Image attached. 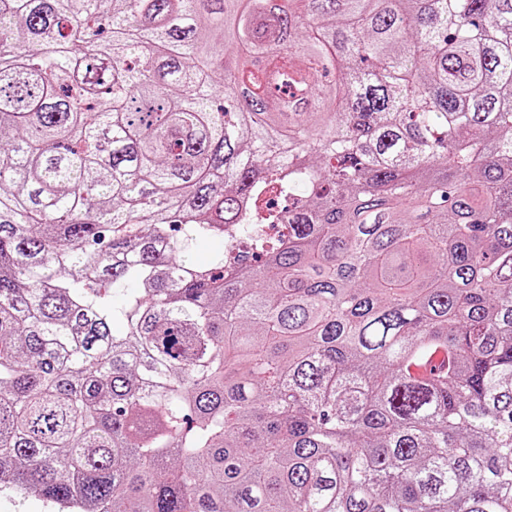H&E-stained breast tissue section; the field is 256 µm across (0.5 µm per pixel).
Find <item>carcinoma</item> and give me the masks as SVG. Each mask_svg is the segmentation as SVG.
I'll return each instance as SVG.
<instances>
[{"label":"carcinoma","mask_w":512,"mask_h":512,"mask_svg":"<svg viewBox=\"0 0 512 512\" xmlns=\"http://www.w3.org/2000/svg\"><path fill=\"white\" fill-rule=\"evenodd\" d=\"M1 483L512 512V0H0Z\"/></svg>","instance_id":"1"}]
</instances>
